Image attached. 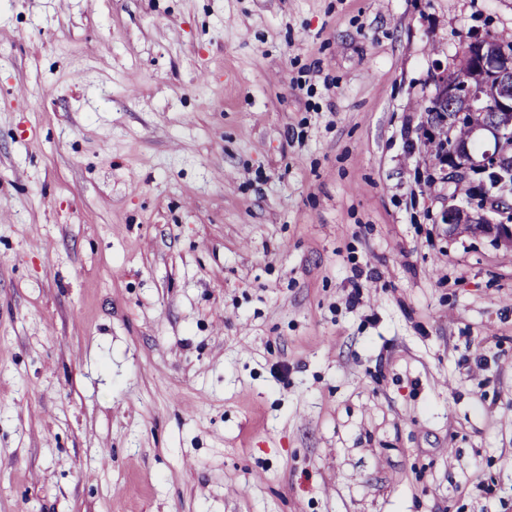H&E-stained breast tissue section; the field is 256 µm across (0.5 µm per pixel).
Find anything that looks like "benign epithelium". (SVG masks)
<instances>
[{
  "label": "benign epithelium",
  "mask_w": 512,
  "mask_h": 512,
  "mask_svg": "<svg viewBox=\"0 0 512 512\" xmlns=\"http://www.w3.org/2000/svg\"><path fill=\"white\" fill-rule=\"evenodd\" d=\"M466 61L464 70L442 76L431 104L441 121L431 125L426 136L433 143L445 144L437 159L445 179L468 181L469 192L480 206L488 205L508 216L512 206L486 196L484 177L512 162V52L493 37L475 36L467 42ZM465 124L469 139H453V130ZM443 220L512 240L511 224L477 221L469 210L455 205L448 206Z\"/></svg>",
  "instance_id": "obj_1"
}]
</instances>
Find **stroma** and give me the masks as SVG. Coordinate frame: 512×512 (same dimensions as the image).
Masks as SVG:
<instances>
[{"instance_id": "obj_1", "label": "stroma", "mask_w": 512, "mask_h": 512, "mask_svg": "<svg viewBox=\"0 0 512 512\" xmlns=\"http://www.w3.org/2000/svg\"><path fill=\"white\" fill-rule=\"evenodd\" d=\"M476 34L0 0V512H512V245L424 136Z\"/></svg>"}]
</instances>
